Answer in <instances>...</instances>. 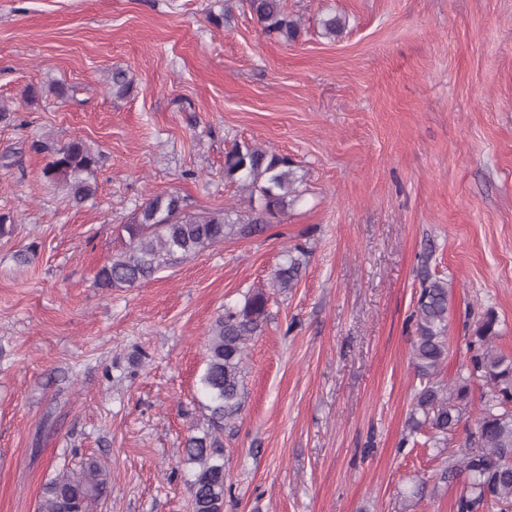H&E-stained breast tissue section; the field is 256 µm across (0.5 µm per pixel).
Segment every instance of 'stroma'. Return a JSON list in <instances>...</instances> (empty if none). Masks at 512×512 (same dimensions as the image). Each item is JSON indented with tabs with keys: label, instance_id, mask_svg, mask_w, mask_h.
<instances>
[{
	"label": "stroma",
	"instance_id": "35a3bbf8",
	"mask_svg": "<svg viewBox=\"0 0 512 512\" xmlns=\"http://www.w3.org/2000/svg\"><path fill=\"white\" fill-rule=\"evenodd\" d=\"M285 5L300 20L289 44L240 7L213 24L224 0H0V214L15 220L0 237V512H36L88 457L109 474L91 512H191L206 333L257 288L269 316L224 428V512H454L448 463L485 391L473 384L447 443L406 442L412 313L421 269L447 281L443 383L465 373L486 310L512 358V0ZM76 137L100 154L79 207L31 148ZM237 141L290 157L300 201L261 235L99 288L149 198L237 203ZM297 246V286L275 288Z\"/></svg>",
	"mask_w": 512,
	"mask_h": 512
}]
</instances>
